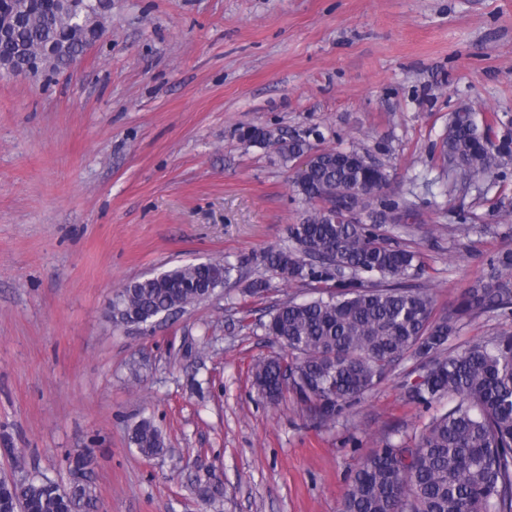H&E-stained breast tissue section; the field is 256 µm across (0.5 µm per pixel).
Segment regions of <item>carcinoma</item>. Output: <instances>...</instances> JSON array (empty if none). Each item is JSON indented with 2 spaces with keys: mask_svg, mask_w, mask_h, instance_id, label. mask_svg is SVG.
<instances>
[{
  "mask_svg": "<svg viewBox=\"0 0 512 512\" xmlns=\"http://www.w3.org/2000/svg\"><path fill=\"white\" fill-rule=\"evenodd\" d=\"M77 4L22 11L13 40L0 44V57L19 46L36 51L52 45L50 72L69 68L83 48L72 33ZM493 112L461 106L451 113L442 143L443 162L464 182L478 186L512 160V136L499 134ZM241 142L275 145L258 126L240 129ZM310 150L302 139L278 147L286 159ZM385 169L356 149H323L294 169L293 191L311 205L303 220L288 226L290 245L271 250L264 261L284 283H299L314 297L279 303L265 324L284 349L254 360L253 386L278 406L293 391L306 414L323 427L342 418L367 392L404 361L416 379L402 385L409 404L427 406L448 396L455 405L438 414L411 443L389 441L362 457L345 492L343 512H512V333L450 347L461 323L482 313L512 320V250L488 260L446 310L436 308L432 285L423 279L419 256L390 237L380 224L345 220V213L376 203L408 213L412 204L376 193L388 183ZM336 207L339 221L320 208ZM234 266L209 260L189 263L121 287L112 302V323H149L176 309L197 305L229 281ZM130 443L146 457L164 451V438L149 419L131 433ZM89 462L70 465L64 490L52 481L0 480V512H91L96 505Z\"/></svg>",
  "mask_w": 512,
  "mask_h": 512,
  "instance_id": "obj_1",
  "label": "carcinoma"
}]
</instances>
